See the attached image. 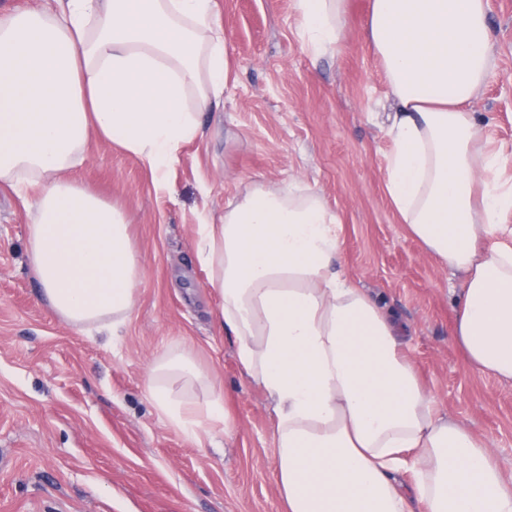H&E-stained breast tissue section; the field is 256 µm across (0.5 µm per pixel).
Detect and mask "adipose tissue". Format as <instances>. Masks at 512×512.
Returning a JSON list of instances; mask_svg holds the SVG:
<instances>
[{"instance_id": "1", "label": "adipose tissue", "mask_w": 512, "mask_h": 512, "mask_svg": "<svg viewBox=\"0 0 512 512\" xmlns=\"http://www.w3.org/2000/svg\"><path fill=\"white\" fill-rule=\"evenodd\" d=\"M313 55L338 53L351 0H294ZM216 0H54L0 15V186L29 194L24 259L50 310L84 332L127 323L143 273L122 207L74 177L91 140L157 191L234 78ZM489 0H369L367 43L391 101L383 181L407 232L461 288L452 339L512 383V148L471 104L495 70ZM339 220L310 188L257 183L196 229L217 321L269 402L283 512H512L490 442L440 413L383 301L339 264ZM200 386L204 399L176 392ZM148 394L201 441L228 425L191 349ZM413 477L404 491L399 473Z\"/></svg>"}]
</instances>
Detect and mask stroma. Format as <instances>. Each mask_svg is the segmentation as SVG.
Masks as SVG:
<instances>
[{
	"mask_svg": "<svg viewBox=\"0 0 512 512\" xmlns=\"http://www.w3.org/2000/svg\"><path fill=\"white\" fill-rule=\"evenodd\" d=\"M236 79L183 146L171 194L95 140L77 179L119 200L143 260L119 335L83 334L39 300L24 263V196L0 188V512H281L273 416L238 365L194 248L202 213L221 215L253 182L321 193L341 222L340 261L406 328L423 383L492 443L512 473V385L478 375L452 339L460 280L398 223L382 176L391 143L384 73L369 48L368 0H351L342 50L315 56L293 0H217ZM496 71L473 109L512 146V0H489ZM190 345L224 390L229 430L194 443L147 393L167 348Z\"/></svg>",
	"mask_w": 512,
	"mask_h": 512,
	"instance_id": "stroma-1",
	"label": "stroma"
}]
</instances>
